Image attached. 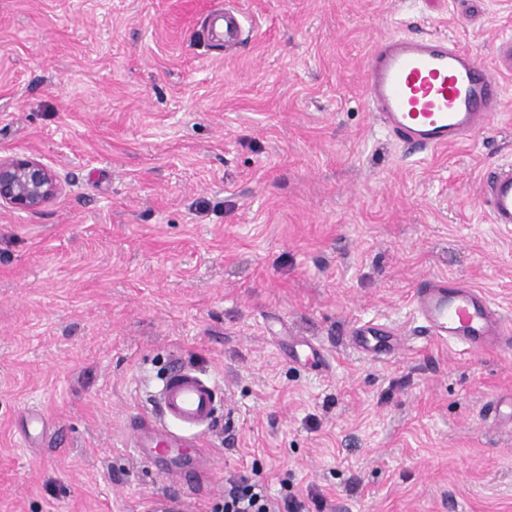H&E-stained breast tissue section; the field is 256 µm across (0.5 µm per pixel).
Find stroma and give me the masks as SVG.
I'll return each mask as SVG.
<instances>
[{"label":"stroma","mask_w":512,"mask_h":512,"mask_svg":"<svg viewBox=\"0 0 512 512\" xmlns=\"http://www.w3.org/2000/svg\"><path fill=\"white\" fill-rule=\"evenodd\" d=\"M228 4L231 52L202 36ZM417 31L492 64L512 0H0V156L62 185L0 207V512H152L130 418L177 360L224 391L188 512L240 476L321 512H512V426L483 414L512 351L424 339L411 301L459 279L512 318V226L479 191L512 161V72L491 129L419 160L363 88L373 46ZM369 320L392 359L352 348ZM291 351L294 357H303L305 364L311 368H321L326 360L323 349L308 340L294 342Z\"/></svg>","instance_id":"35a3bbf8"}]
</instances>
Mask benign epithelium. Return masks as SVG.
<instances>
[{"label": "benign epithelium", "instance_id": "benign-epithelium-1", "mask_svg": "<svg viewBox=\"0 0 512 512\" xmlns=\"http://www.w3.org/2000/svg\"><path fill=\"white\" fill-rule=\"evenodd\" d=\"M61 185L53 171L33 156L0 157V206L35 210L54 199Z\"/></svg>", "mask_w": 512, "mask_h": 512}]
</instances>
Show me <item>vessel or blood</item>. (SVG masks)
<instances>
[{
  "label": "vessel or blood",
  "mask_w": 512,
  "mask_h": 512,
  "mask_svg": "<svg viewBox=\"0 0 512 512\" xmlns=\"http://www.w3.org/2000/svg\"><path fill=\"white\" fill-rule=\"evenodd\" d=\"M208 33L225 48L237 46L243 26L231 7L213 14ZM497 67L456 41L431 34L392 35L376 43L364 67V92L383 129L412 153L432 152L460 142L494 122L501 107L497 70L512 69V41L500 43ZM482 198L493 224L512 225V163H500L482 179ZM414 311L433 338L472 350L512 347V320L472 286L428 278L415 288ZM355 349L381 359L399 350L390 328L367 323L352 332ZM306 365L322 367V348L307 340L292 344ZM222 387L197 369L179 365L166 374L152 396L155 415L132 428V446L156 474L196 495L210 479L214 455L203 436L212 425Z\"/></svg>",
  "instance_id": "1"
}]
</instances>
